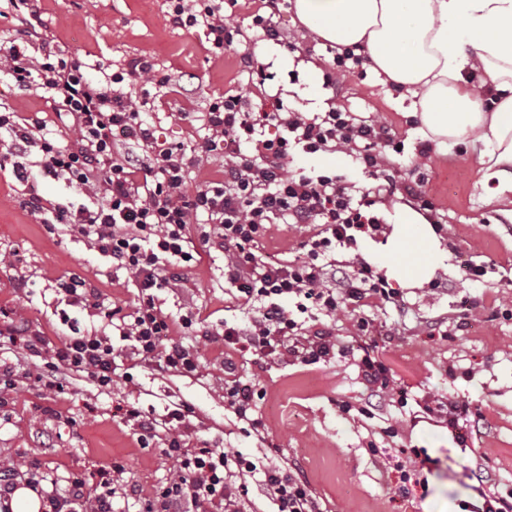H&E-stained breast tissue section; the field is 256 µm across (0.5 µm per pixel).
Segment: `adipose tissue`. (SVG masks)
I'll return each mask as SVG.
<instances>
[{
    "mask_svg": "<svg viewBox=\"0 0 512 512\" xmlns=\"http://www.w3.org/2000/svg\"><path fill=\"white\" fill-rule=\"evenodd\" d=\"M302 24L324 40L367 53L383 83L411 93L421 133L443 145L484 131L481 157L496 194L512 191V0H295ZM482 66L500 98L485 111L466 73ZM442 258L417 214L394 225L383 258L388 277L415 287Z\"/></svg>",
    "mask_w": 512,
    "mask_h": 512,
    "instance_id": "1",
    "label": "adipose tissue"
}]
</instances>
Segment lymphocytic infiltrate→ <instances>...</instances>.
<instances>
[{"mask_svg":"<svg viewBox=\"0 0 512 512\" xmlns=\"http://www.w3.org/2000/svg\"><path fill=\"white\" fill-rule=\"evenodd\" d=\"M8 10L24 21L14 38L0 47L8 81L21 91H42L56 112L65 114L77 138L59 145L39 120L19 121L0 103V135L13 147V175L26 185L25 205L45 224H66L87 238L93 250L125 271L138 290L133 311L105 312L112 332L76 334L61 345L29 332L18 322L0 329V346L22 343L28 358L40 359L38 382L63 390L71 373H83L97 386L111 388L117 370L112 336L126 343L129 367L148 365L154 370L183 375L196 373L193 348L172 341L174 325L193 330L191 316L172 323L157 292L169 281L181 280L185 269L200 256L195 243L215 245L224 253V284L247 314L246 323L225 324L224 342L259 357H291L307 365L330 361L340 342L323 327L302 335L303 320H318L320 313L360 308L367 301L405 310L399 292L389 287L376 267L356 257L360 239H378L385 230L381 210L399 196L425 216L436 234L444 226L433 202L419 183L400 178L387 157L400 152L386 128L357 119L344 105L306 116L272 97L267 109L255 110L251 100L225 93L212 101L198 120L205 131L196 142L161 143L143 112L152 90L166 88L170 76L160 73L153 58L141 56L125 67H99L89 75L88 63L54 51L38 58L34 44H47L38 0H4ZM170 24L181 29L203 28L213 53H223L245 33L227 15L224 0H168ZM142 84L140 100L130 93ZM37 148L39 161L26 160ZM354 153L372 181L354 192L343 175L333 171L289 172L294 149L304 153ZM224 157V178L196 190L188 183L193 168L205 158ZM65 178L88 201L82 205L56 202L31 185L33 169ZM201 225L192 239L190 225ZM310 224L314 231L302 244L300 262L270 261L262 253L269 225ZM353 252L352 261L337 259V250ZM358 375L372 395L396 396L406 405L405 390H394L389 367L366 344L356 359ZM224 401L239 420L252 428L262 425L252 412L255 393L234 379L235 366H224ZM192 409L170 410L164 421L129 407L126 415L145 434L168 425L172 435L166 453L179 463L180 474L156 490L144 512H180L182 507L210 506L211 512H240L252 478L277 507L276 512H318L308 482L284 466H257L239 454L221 448H189L179 436L190 422ZM41 475L17 468L0 469V512L21 486L39 491L42 512H112L115 491L111 471L98 472L95 488L79 474L69 476L64 488L44 490Z\"/></svg>","mask_w":512,"mask_h":512,"instance_id":"obj_1","label":"lymphocytic infiltrate"}]
</instances>
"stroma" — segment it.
<instances>
[{
  "instance_id": "obj_1",
  "label": "stroma",
  "mask_w": 512,
  "mask_h": 512,
  "mask_svg": "<svg viewBox=\"0 0 512 512\" xmlns=\"http://www.w3.org/2000/svg\"><path fill=\"white\" fill-rule=\"evenodd\" d=\"M41 18L54 48L80 55L93 65L120 64L141 55L155 58L174 77L167 96L151 114L158 141L190 142L203 131L195 115L228 90L244 89L241 48L223 55L208 51L203 29L186 32L166 20L165 0H40ZM283 41L275 52L258 42L259 60L276 73L273 89L288 107L323 112L336 97L356 115L388 127L403 146L395 160L400 173L421 183L447 224L441 242L446 254L429 285L402 288L405 311L369 305L359 314L339 311L323 317L342 344L358 347L357 316L371 319L372 338L392 369L393 386L409 389L399 407L371 399L352 356L305 365L293 359L261 362L224 345L225 322L242 323L220 270L222 252L203 253L186 280L160 291L163 309L173 318L199 317L208 333L194 336L174 328L171 337L194 347L200 367L195 375L135 368L134 379L101 390L88 378L72 375L64 390L46 389L35 380V364L24 363L19 347L0 350L17 361L19 382L7 408L0 411V466L40 467L47 478L90 474L113 467L115 503L140 512L144 499L178 473L165 453V438L141 444L139 431L123 409L135 405L164 418L187 404L195 416L184 439L187 447L208 444L259 461L303 471L320 512H463L480 506L489 488L512 490V192L493 196L482 179L480 156L486 140L475 132L445 146L431 145L427 156L418 134L412 97L382 84L372 71L340 78L335 90L323 86L330 55L328 41L306 28L295 8L278 20ZM312 51L288 52L286 41ZM0 102L22 116L39 117L69 143L74 131L42 92L22 93L0 74ZM26 190L10 170L0 169V327L21 321L52 343L71 329L98 332L99 310L132 311L138 290L125 271L113 269L87 240L65 224L48 228L25 208ZM308 224L271 225L263 241L271 259L302 258ZM488 266L482 281L465 280L466 266ZM85 279L99 295L98 307L69 304L59 285ZM232 360L241 382L259 391L255 415L260 430L240 421L224 403V362ZM453 395L470 402L471 417L458 433L420 412L421 398ZM350 411H343V404ZM371 415H361L363 407ZM379 454H371V447ZM419 450L424 459L409 495H401L393 469L397 449ZM486 468L492 484L479 482ZM139 500L125 501L128 489Z\"/></svg>"
}]
</instances>
